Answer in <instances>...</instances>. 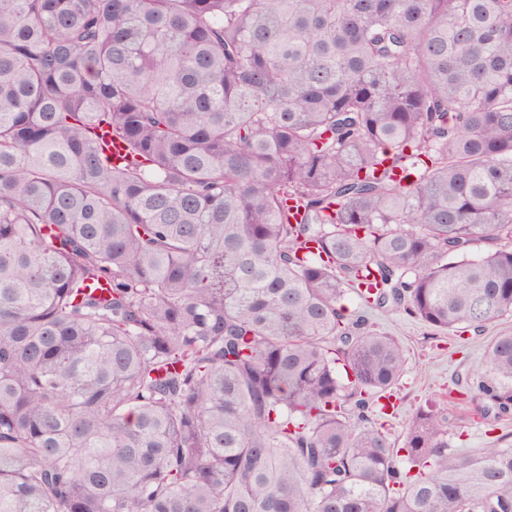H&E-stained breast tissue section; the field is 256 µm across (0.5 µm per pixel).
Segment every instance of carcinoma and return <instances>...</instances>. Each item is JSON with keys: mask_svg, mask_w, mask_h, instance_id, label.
Segmentation results:
<instances>
[{"mask_svg": "<svg viewBox=\"0 0 512 512\" xmlns=\"http://www.w3.org/2000/svg\"><path fill=\"white\" fill-rule=\"evenodd\" d=\"M367 310L512 315V0H0V512H512Z\"/></svg>", "mask_w": 512, "mask_h": 512, "instance_id": "1", "label": "carcinoma"}]
</instances>
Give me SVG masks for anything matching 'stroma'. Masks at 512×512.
Returning <instances> with one entry per match:
<instances>
[{
	"mask_svg": "<svg viewBox=\"0 0 512 512\" xmlns=\"http://www.w3.org/2000/svg\"><path fill=\"white\" fill-rule=\"evenodd\" d=\"M376 329L395 336L406 362L394 389L395 406L383 421L393 438H401L405 425L419 407L446 400L459 377H467L470 397H477L478 376L487 369L486 346L494 336L512 332V317H502L482 334L436 331L424 322L401 314L370 313Z\"/></svg>",
	"mask_w": 512,
	"mask_h": 512,
	"instance_id": "35a3bbf8",
	"label": "stroma"
}]
</instances>
